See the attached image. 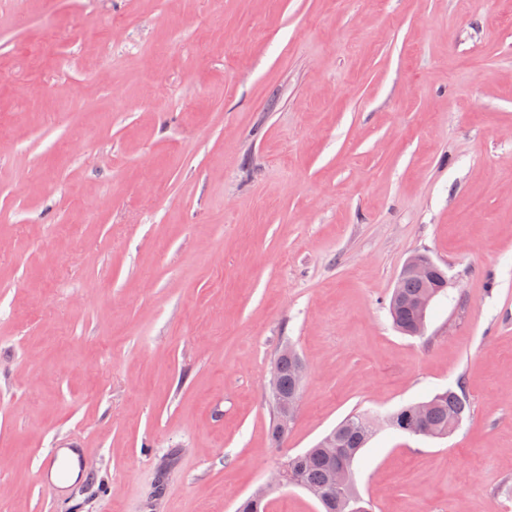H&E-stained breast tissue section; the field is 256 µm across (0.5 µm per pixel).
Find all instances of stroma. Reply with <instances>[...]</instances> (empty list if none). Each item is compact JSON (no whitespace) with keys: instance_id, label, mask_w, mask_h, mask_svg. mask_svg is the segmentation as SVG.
<instances>
[{"instance_id":"1","label":"stroma","mask_w":512,"mask_h":512,"mask_svg":"<svg viewBox=\"0 0 512 512\" xmlns=\"http://www.w3.org/2000/svg\"><path fill=\"white\" fill-rule=\"evenodd\" d=\"M417 252L449 286L412 337ZM457 387L451 437L363 449L372 512H512V0H0V512H236ZM445 275L442 273V269L425 254H414L404 262L389 304V312L393 323L401 332L404 333L405 328L412 323L415 313L417 322L409 329V332L411 336L423 335L427 311L437 294L443 293L445 287H447L448 283L444 277ZM411 278L423 281V288L419 281ZM425 288L433 289H427L423 292ZM440 288L443 289L440 290ZM399 290L405 298H411L423 292L408 302L414 313L394 301V299L400 298ZM295 351L289 346H285L282 349L283 356H280L276 359L274 366L272 368L271 380H270V391L273 399L276 401L278 405V420L275 416L271 426V438L275 444H279L280 441L288 434L281 433L278 431V423L281 430H288L291 425H293L296 415L297 409L299 405L300 399V387L306 376L305 366L300 359L297 361L295 365V375L294 381L296 386V391L292 397L288 400H283L281 398L280 392L283 398L288 397L294 390L293 383V374H292V366L296 358L290 356H284L286 354L294 353ZM296 353V352H295ZM297 354V353H296ZM277 375V376H276ZM278 379V381H277ZM279 384V387H278ZM280 390V392H279Z\"/></svg>"}]
</instances>
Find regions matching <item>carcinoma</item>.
<instances>
[{"label": "carcinoma", "instance_id": "cac0c4a2", "mask_svg": "<svg viewBox=\"0 0 512 512\" xmlns=\"http://www.w3.org/2000/svg\"><path fill=\"white\" fill-rule=\"evenodd\" d=\"M389 312L393 323L403 331L414 320V313L392 300ZM295 358L280 356L276 359L272 371L276 373L282 396L290 395L294 390L292 366ZM430 403L427 436L445 438L453 434L461 425L468 404L462 392L448 389L437 392L428 399ZM371 416L366 412L354 413L340 422L333 432L336 434V456L349 466L354 462L375 432L370 423ZM334 461L327 457L323 449L313 447L305 452L288 457L289 479L298 486H306L319 491L323 498L318 500L323 512H369L363 506V500L357 492L356 484L341 493L330 488Z\"/></svg>", "mask_w": 512, "mask_h": 512}]
</instances>
